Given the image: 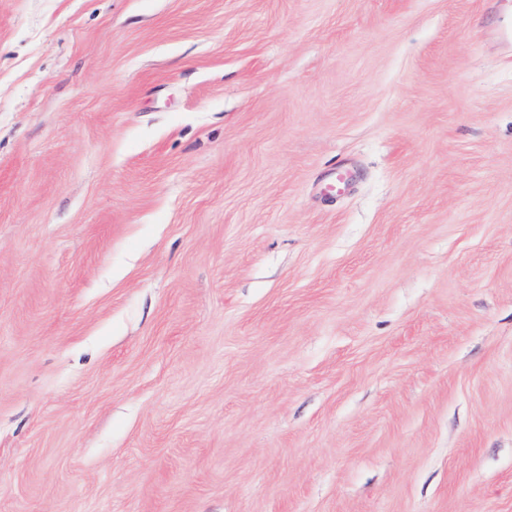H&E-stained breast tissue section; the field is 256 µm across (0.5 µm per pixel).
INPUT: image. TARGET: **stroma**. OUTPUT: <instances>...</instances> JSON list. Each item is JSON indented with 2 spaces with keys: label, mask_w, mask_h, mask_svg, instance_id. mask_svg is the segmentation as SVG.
Instances as JSON below:
<instances>
[{
  "label": "stroma",
  "mask_w": 512,
  "mask_h": 512,
  "mask_svg": "<svg viewBox=\"0 0 512 512\" xmlns=\"http://www.w3.org/2000/svg\"><path fill=\"white\" fill-rule=\"evenodd\" d=\"M512 0H0V512H512Z\"/></svg>",
  "instance_id": "obj_1"
}]
</instances>
